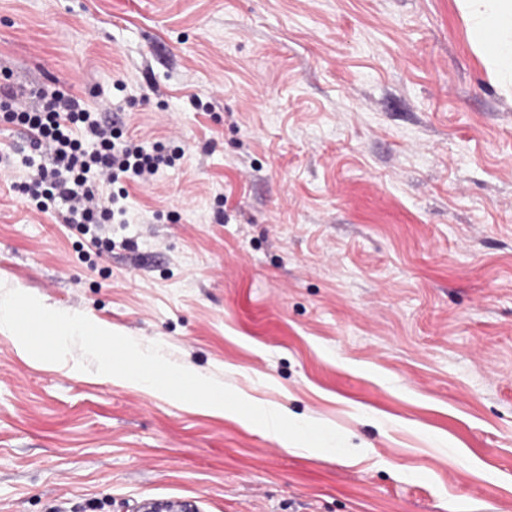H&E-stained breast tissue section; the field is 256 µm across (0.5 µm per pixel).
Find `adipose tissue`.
I'll return each mask as SVG.
<instances>
[{
    "label": "adipose tissue",
    "instance_id": "obj_1",
    "mask_svg": "<svg viewBox=\"0 0 512 512\" xmlns=\"http://www.w3.org/2000/svg\"><path fill=\"white\" fill-rule=\"evenodd\" d=\"M470 41L503 87L512 86V0H456Z\"/></svg>",
    "mask_w": 512,
    "mask_h": 512
}]
</instances>
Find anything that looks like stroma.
<instances>
[{
    "label": "stroma",
    "instance_id": "35a3bbf8",
    "mask_svg": "<svg viewBox=\"0 0 512 512\" xmlns=\"http://www.w3.org/2000/svg\"><path fill=\"white\" fill-rule=\"evenodd\" d=\"M1 68L184 156L97 246L0 122V284L358 453L2 328L0 512H512V93L455 0H0Z\"/></svg>",
    "mask_w": 512,
    "mask_h": 512
}]
</instances>
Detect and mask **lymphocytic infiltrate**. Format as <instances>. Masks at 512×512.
I'll use <instances>...</instances> for the list:
<instances>
[{"mask_svg": "<svg viewBox=\"0 0 512 512\" xmlns=\"http://www.w3.org/2000/svg\"><path fill=\"white\" fill-rule=\"evenodd\" d=\"M0 73V113L21 127L34 150L49 154L50 166L18 184L21 196L41 212L67 209L66 223L105 230L115 215L126 212L127 191L111 192L125 177L148 182L158 171L174 166L180 155L160 145L124 137L121 124L108 112L90 111L77 96L55 90L25 92Z\"/></svg>", "mask_w": 512, "mask_h": 512, "instance_id": "f902f5d3", "label": "lymphocytic infiltrate"}]
</instances>
